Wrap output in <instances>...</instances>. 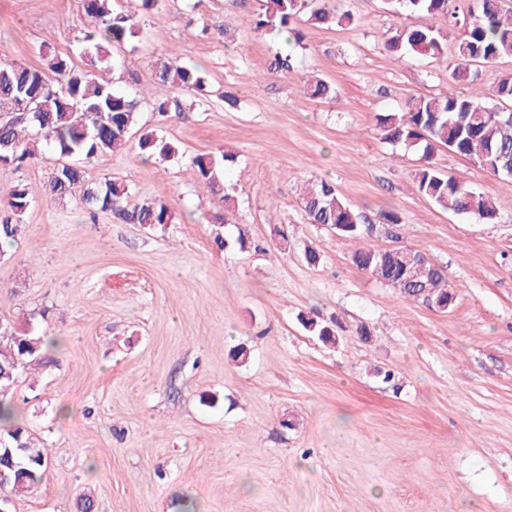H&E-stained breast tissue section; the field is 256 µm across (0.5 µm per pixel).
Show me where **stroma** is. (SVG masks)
Instances as JSON below:
<instances>
[{"label": "stroma", "mask_w": 512, "mask_h": 512, "mask_svg": "<svg viewBox=\"0 0 512 512\" xmlns=\"http://www.w3.org/2000/svg\"><path fill=\"white\" fill-rule=\"evenodd\" d=\"M326 5L351 22L303 24L291 48L286 33L256 30L262 0H158L139 37L113 47L117 91L152 84L158 57L206 81L200 106L172 90L162 115L142 97L128 144L83 165L90 182L127 183L129 205L164 201L171 223L49 202V159L0 167V207L15 185L29 197L0 248V321L58 340L13 391L15 421L49 463L10 512H80L86 496L93 512H178L181 497L199 512H512V186L441 148L435 166L492 196L497 215L441 210L417 189L418 150L376 128L410 96L447 94L463 30L450 27L440 59L397 55L384 47L394 29L428 17L388 0ZM86 24L81 0H0V52L79 64ZM286 49L293 70H270ZM311 76L335 99L305 94ZM154 130L176 158L143 159L138 140ZM227 150L229 205L191 168ZM320 179L373 223L367 244L417 248L442 267L454 306L353 268L352 243L302 209ZM384 210L401 217L397 233ZM304 315L331 323L336 344ZM238 345L245 360L229 356Z\"/></svg>", "instance_id": "stroma-1"}]
</instances>
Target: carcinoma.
<instances>
[{
	"label": "carcinoma",
	"mask_w": 512,
	"mask_h": 512,
	"mask_svg": "<svg viewBox=\"0 0 512 512\" xmlns=\"http://www.w3.org/2000/svg\"><path fill=\"white\" fill-rule=\"evenodd\" d=\"M91 26L82 32L80 42L90 57L87 67L77 66L67 54H47L38 67L18 64L0 54V165L17 169L39 155L37 139H42L68 159L51 170L46 185L49 201H62L81 193L89 210L110 211L128 224L157 226L169 224L172 212L162 201H146L128 208L129 186L119 180L102 184L88 183L83 167L74 159L88 160L111 153L129 141L136 121L138 100L114 90L112 81L102 76L109 65L112 47L138 37L135 15L114 8L112 0H82ZM402 13H422L431 19L457 18L459 7L452 0H394ZM464 36L458 41V64L454 78L473 85L479 77L474 63L490 65L503 57H512V10L502 0H478ZM309 13L314 24L341 23L324 7L310 0H266L264 17L257 27L288 29L290 21ZM290 30V29H288ZM296 43L303 35L290 30ZM448 35L436 24L419 27L400 26L387 41L395 54L413 52L437 59L447 49ZM154 73V98L158 111L166 109L164 91L172 88L194 92V102L204 98L205 81L195 71L176 63L157 59L151 63ZM313 98L327 99L334 89L321 79L305 84ZM377 126L382 139L402 143L421 151V165L415 173L418 190L433 203L456 214L490 222L496 217L491 199L468 187L465 182L443 174L433 164L437 148L448 147L478 163L495 176L511 181L507 168L512 166V74L502 76L495 99L483 100L478 93L451 91L442 97L413 96L397 112L380 114ZM138 148L149 159L168 161L178 155L177 147L163 137L145 134ZM234 162L227 152L198 154L192 159L197 178L212 191H224V170ZM303 210L312 224L339 229L347 238L361 241L351 254L352 264L387 285L405 298L422 301L440 310L454 304L456 294L446 275L419 249L395 246L389 249L362 244L372 228L365 216L351 209L325 180L308 186L301 195ZM29 205L25 189L16 186L5 208L0 210V240L8 243L18 236L21 215ZM417 264L431 270V277L420 284L411 280ZM303 327L324 343L336 342L333 328L314 318L301 319ZM42 336L18 332L0 321V448L13 452V465L4 464L3 486L15 494L29 493L39 486L48 466V449L27 429L15 424L12 390L21 373L42 361Z\"/></svg>",
	"instance_id": "obj_1"
}]
</instances>
